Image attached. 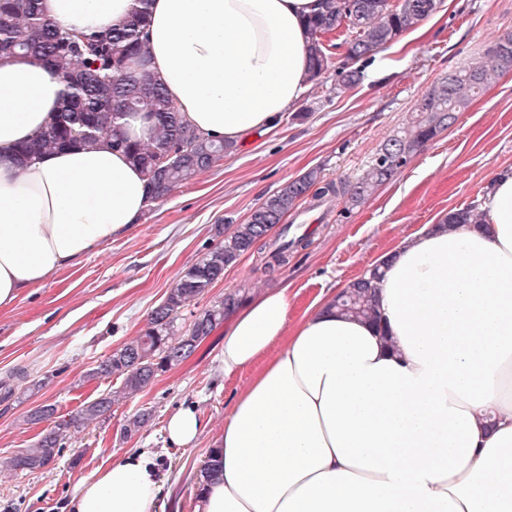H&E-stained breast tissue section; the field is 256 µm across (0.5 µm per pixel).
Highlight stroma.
<instances>
[{
    "instance_id": "stroma-1",
    "label": "stroma",
    "mask_w": 512,
    "mask_h": 512,
    "mask_svg": "<svg viewBox=\"0 0 512 512\" xmlns=\"http://www.w3.org/2000/svg\"><path fill=\"white\" fill-rule=\"evenodd\" d=\"M424 25L422 37L402 35L403 49L390 44L374 60L358 61L361 78L350 90L339 84L350 34L337 33L331 68L273 133L237 147L148 206L125 236L0 309V384L12 389L11 397L0 399V460L29 447L44 430V423L28 419L37 407L52 404L66 416L118 388L119 379L89 382L85 375L138 336L181 274L269 195L313 168L327 181H356L440 78L512 31V0H443ZM507 165L512 72L367 201L350 209L335 204L327 220L310 224L305 246L292 252L287 266L267 270L260 250L242 256L179 312L176 332L225 294L248 301L271 288L287 289L288 320L297 322L316 298L363 276L400 236L437 223L449 210L481 205L492 173ZM223 333L216 328L188 360L138 395L116 401L105 419L73 431L49 467L0 472V512H66L79 480L112 454L142 448L155 453L162 485L151 512H196L200 469L235 395L253 376L249 370L225 375ZM183 404L194 405L204 425L192 448L172 446L165 432L168 415ZM144 410L149 421L125 433L127 419Z\"/></svg>"
}]
</instances>
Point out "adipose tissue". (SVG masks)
I'll list each match as a JSON object with an SVG mask.
<instances>
[{
  "instance_id": "obj_1",
  "label": "adipose tissue",
  "mask_w": 512,
  "mask_h": 512,
  "mask_svg": "<svg viewBox=\"0 0 512 512\" xmlns=\"http://www.w3.org/2000/svg\"><path fill=\"white\" fill-rule=\"evenodd\" d=\"M135 0H41L66 29L105 31ZM318 0H151L147 73L200 135L268 132L308 86L302 21ZM68 88L39 59H0V308L126 234L148 205L145 172L108 143L26 162ZM482 223L428 224L386 252L379 326L315 299L296 324L268 289L224 319L225 375L254 369L213 444L196 512H512V167ZM203 432L168 416L170 444ZM147 451L110 457L68 512H149Z\"/></svg>"
}]
</instances>
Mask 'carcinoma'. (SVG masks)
Instances as JSON below:
<instances>
[{
    "instance_id": "1",
    "label": "carcinoma",
    "mask_w": 512,
    "mask_h": 512,
    "mask_svg": "<svg viewBox=\"0 0 512 512\" xmlns=\"http://www.w3.org/2000/svg\"><path fill=\"white\" fill-rule=\"evenodd\" d=\"M437 0H321V10L305 23L309 35V82L316 84L330 68L324 39L345 28L354 34L347 59L357 62L391 43L403 32L435 12ZM149 0L136 7L122 24L105 33L63 30L42 12L40 0H0V56L29 53L62 76L70 89L54 124L21 145L18 157L31 160L48 150L75 146L94 147L108 140L126 151L145 171L149 202L166 198L177 187L195 179L231 153L234 145L208 140L197 134L162 84L145 72L147 63ZM512 71V32L501 34L484 57L460 66L443 77L418 103L416 118L400 136L388 141L366 173L354 183L321 184L320 171L311 169L268 196L242 224L224 236L203 257L183 272L165 299L150 313L136 340L124 345L86 374L89 380L115 376L120 386L85 403L69 418H59L30 447L0 463L12 471H34L55 462L71 429L102 419L110 413L114 397H132L155 378L190 357L239 301L229 293L195 316L181 335L174 333L180 310L209 292L224 271L245 254L266 243L284 218L312 198H342L352 205L364 201L375 188L391 180L427 142L447 130L472 100L503 74ZM129 112H145L153 121V138L147 143L126 138L120 119ZM478 208L452 209L445 224H478ZM290 226L271 243L268 268L288 263V253L304 242L287 239ZM378 269L372 278L351 282L336 296L344 314L372 321L376 317Z\"/></svg>"
}]
</instances>
